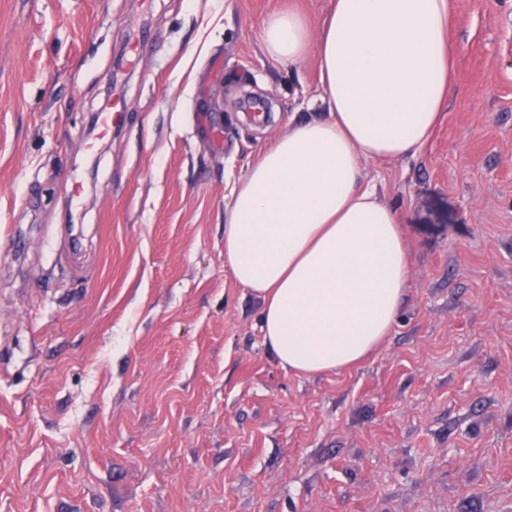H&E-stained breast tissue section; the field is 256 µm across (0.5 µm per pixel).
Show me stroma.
<instances>
[{
  "instance_id": "1",
  "label": "stroma",
  "mask_w": 512,
  "mask_h": 512,
  "mask_svg": "<svg viewBox=\"0 0 512 512\" xmlns=\"http://www.w3.org/2000/svg\"><path fill=\"white\" fill-rule=\"evenodd\" d=\"M454 5L430 141L359 160L403 215L398 315L300 375L224 212L329 116L314 54L272 61L264 19L315 30L332 0H0V512H512V0Z\"/></svg>"
}]
</instances>
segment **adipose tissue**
<instances>
[{"label": "adipose tissue", "mask_w": 512, "mask_h": 512, "mask_svg": "<svg viewBox=\"0 0 512 512\" xmlns=\"http://www.w3.org/2000/svg\"><path fill=\"white\" fill-rule=\"evenodd\" d=\"M453 0H334L317 43L329 116L294 126L232 192L224 252L263 302L261 330L298 374L347 367L386 336L408 276L402 216L361 186L359 157L397 160L428 142L454 90ZM284 66L308 52L301 13L263 22Z\"/></svg>", "instance_id": "adipose-tissue-1"}]
</instances>
